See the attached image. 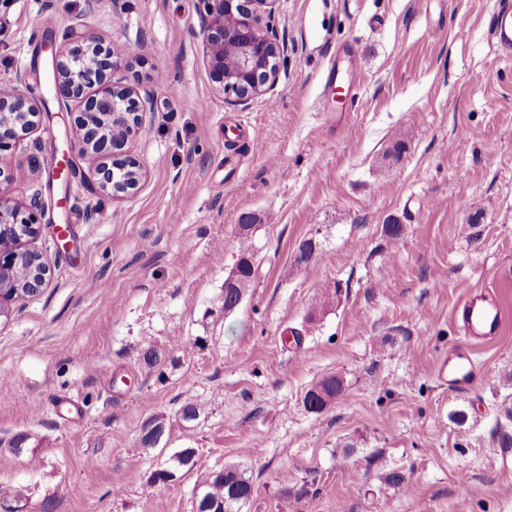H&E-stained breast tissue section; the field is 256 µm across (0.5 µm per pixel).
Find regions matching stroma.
I'll return each mask as SVG.
<instances>
[{
	"label": "stroma",
	"instance_id": "1",
	"mask_svg": "<svg viewBox=\"0 0 512 512\" xmlns=\"http://www.w3.org/2000/svg\"><path fill=\"white\" fill-rule=\"evenodd\" d=\"M500 2L279 0L288 61L273 91L233 106L193 34L197 0H101L91 16L82 0H0V80L22 71L51 111L15 152L13 197L41 190L23 244L50 278L0 317V506L192 512L199 476L236 466L254 486L242 512H458L463 484L467 512H512L498 455L512 444V320L477 350L471 393L436 376L464 340L451 313L467 290L495 287L512 310ZM74 30L138 44L137 70L155 76L131 144L147 175L120 200L88 181L87 158L53 174L67 132L42 44ZM332 68L359 97L324 112ZM246 216L255 278L228 312ZM291 331L299 343L282 344ZM328 375L345 398L309 412ZM189 402L203 411L177 429ZM155 418L173 432L148 450ZM186 447L194 471L152 483Z\"/></svg>",
	"mask_w": 512,
	"mask_h": 512
}]
</instances>
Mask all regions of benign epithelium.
I'll return each instance as SVG.
<instances>
[{"mask_svg":"<svg viewBox=\"0 0 512 512\" xmlns=\"http://www.w3.org/2000/svg\"><path fill=\"white\" fill-rule=\"evenodd\" d=\"M278 0H198L196 37L201 41L211 78L227 103L246 105L266 94L277 83L280 66L288 58V43L276 21ZM236 12L246 24L224 28V13ZM54 91L62 102H76L78 115L69 126L72 139L67 152L93 159L90 179L102 193L114 199L131 195L146 176L143 163L130 150L141 128L142 114L152 108L151 93L140 76L124 84L112 82V74L132 55L118 54L112 43L89 34L68 35L59 48H51ZM40 100L18 72L0 86V224H13L17 234L0 238V287L18 268L32 263V252L20 246L23 237L39 232L35 211L39 191L21 202L11 195L12 162L17 147L40 128Z\"/></svg>","mask_w":512,"mask_h":512,"instance_id":"obj_1","label":"benign epithelium"}]
</instances>
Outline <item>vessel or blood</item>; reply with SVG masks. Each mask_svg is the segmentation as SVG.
I'll use <instances>...</instances> for the list:
<instances>
[{
    "label": "vessel or blood",
    "instance_id": "1",
    "mask_svg": "<svg viewBox=\"0 0 512 512\" xmlns=\"http://www.w3.org/2000/svg\"><path fill=\"white\" fill-rule=\"evenodd\" d=\"M491 34L498 49L512 56V0H503L494 14ZM452 317L462 329L465 340L439 360L437 378L450 392L463 395L470 393L482 378V368L475 357L477 348L500 336L511 317L491 288L468 292L455 307Z\"/></svg>",
    "mask_w": 512,
    "mask_h": 512
}]
</instances>
